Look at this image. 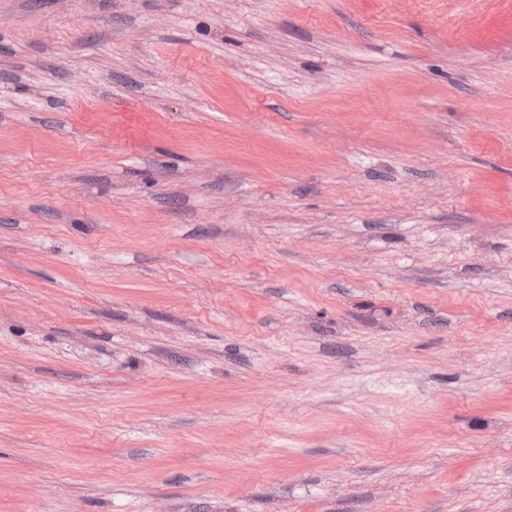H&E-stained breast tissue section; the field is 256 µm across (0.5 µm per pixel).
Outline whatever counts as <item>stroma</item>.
<instances>
[{
  "label": "stroma",
  "mask_w": 512,
  "mask_h": 512,
  "mask_svg": "<svg viewBox=\"0 0 512 512\" xmlns=\"http://www.w3.org/2000/svg\"><path fill=\"white\" fill-rule=\"evenodd\" d=\"M0 512H512V0H0Z\"/></svg>",
  "instance_id": "35a3bbf8"
}]
</instances>
